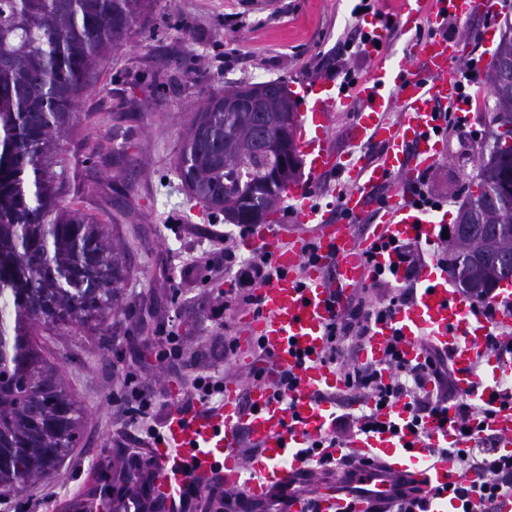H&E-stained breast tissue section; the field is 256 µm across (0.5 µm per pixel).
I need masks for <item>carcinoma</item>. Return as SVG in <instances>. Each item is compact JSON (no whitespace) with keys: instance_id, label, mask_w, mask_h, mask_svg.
Masks as SVG:
<instances>
[{"instance_id":"1","label":"carcinoma","mask_w":512,"mask_h":512,"mask_svg":"<svg viewBox=\"0 0 512 512\" xmlns=\"http://www.w3.org/2000/svg\"><path fill=\"white\" fill-rule=\"evenodd\" d=\"M155 0H0V488L46 479L80 437L77 401L33 344L37 328L105 322L125 305V248L108 225L66 203L54 167L62 137L112 48ZM486 76L485 137L458 210L450 277L475 296L512 276V27ZM264 87L267 112H226L220 93ZM211 94L183 135L189 197L243 224L277 210L299 171L282 164L280 81Z\"/></svg>"}]
</instances>
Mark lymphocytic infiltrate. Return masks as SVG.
Returning a JSON list of instances; mask_svg holds the SVG:
<instances>
[{"mask_svg":"<svg viewBox=\"0 0 512 512\" xmlns=\"http://www.w3.org/2000/svg\"><path fill=\"white\" fill-rule=\"evenodd\" d=\"M395 250L402 262V276L378 272L372 281L373 293L354 295L327 327L322 360L336 368L344 379L346 392L360 395L366 409L357 416H334L330 428L304 449L309 464L330 466L331 449L347 448L354 436L384 429L385 424L379 419L381 411L397 404L408 411V424L413 430L424 427L427 419L436 417L447 406H454L456 423L464 437L471 433V422L490 411L488 405L458 392L447 354L433 347H425L421 361L410 362L403 354L402 337L396 336L389 343L382 364L359 362L356 352L371 325L391 318L409 303L417 284L415 273L425 261L418 242H398ZM202 266L213 274L234 270L236 300L253 306L258 303V288L279 275L269 256L241 260L229 247L207 253ZM426 455L431 459L454 458L459 478L449 483L447 490L449 499L458 503L457 512H499L501 500L512 499V454L494 448L439 445L427 448ZM471 475L480 476V484H467Z\"/></svg>","mask_w":512,"mask_h":512,"instance_id":"f902f5d3","label":"lymphocytic infiltrate"}]
</instances>
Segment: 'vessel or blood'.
<instances>
[{
  "label": "vessel or blood",
  "instance_id": "obj_1",
  "mask_svg": "<svg viewBox=\"0 0 512 512\" xmlns=\"http://www.w3.org/2000/svg\"><path fill=\"white\" fill-rule=\"evenodd\" d=\"M496 0H395L390 18L402 40V58L392 62L385 48L367 43L363 53L371 70L354 88L355 118L347 139L364 146L358 156L340 153L331 138V120L345 94L334 83L315 81L302 85L304 120L296 133L299 152L308 164L307 180L289 186L286 195L294 204L297 223L312 227L319 246L316 263L305 264L307 240L299 236L282 240L276 225H268L244 243L251 252L268 253L281 275L259 288L258 310L241 317L246 341L261 343L271 354L265 381L247 389L226 388L222 402L190 413L171 409L161 440L150 448L154 472L152 499L156 505L178 508L188 487L202 490L215 484L241 487L245 496L258 500L298 479L307 463L303 448L330 425L344 388L336 369L321 360L325 331L334 314L371 282L376 271L398 269L399 258L388 246L392 240L433 239L438 226L447 223V210L424 218L410 203L419 173L441 161L446 140L440 110L458 102L460 67L466 57L461 41L444 36L449 21L473 14L495 12ZM427 36H419L421 28ZM398 113L389 121L388 113ZM376 145L368 153V145ZM341 174L336 207L318 205L315 196L322 176ZM360 232H353V225ZM501 305L495 319H488L481 305L449 287L448 271H428L413 302L391 319L375 323L359 351L361 361L381 363L394 334L404 339L406 360L422 358L424 345L446 350L454 368L456 385L469 397L489 403L488 430L499 447H512V403L494 401L502 374L512 371V358L487 357L486 339L492 325H512L504 304L511 292H496ZM487 359L486 375L475 364ZM297 370L295 392L275 398L271 388L282 369ZM382 421L395 432H367L353 438L361 451L352 465L363 493L356 512H392L398 491L426 494L431 487L456 481L453 459L433 466L420 462L428 444L463 446L454 422L426 423L423 433H412L402 407L383 412ZM258 446L259 453L242 461V440ZM342 476L318 483L309 495L288 498L285 512H344Z\"/></svg>",
  "mask_w": 512,
  "mask_h": 512
}]
</instances>
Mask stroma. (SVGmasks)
I'll return each mask as SVG.
<instances>
[{"mask_svg":"<svg viewBox=\"0 0 512 512\" xmlns=\"http://www.w3.org/2000/svg\"><path fill=\"white\" fill-rule=\"evenodd\" d=\"M358 0H156L148 21L111 50L78 120L62 142L58 169L66 200L107 224L127 247L126 307L105 323L40 329L35 341L74 394L81 437L47 480L0 489V512H79L109 476L131 467L135 446L124 412L128 375L154 390L158 416L197 373L247 388L252 366L223 356L239 336V312L212 310L235 285L232 272L206 278L197 262L229 246L246 257L240 225L225 223L185 191L176 171L181 136L194 110L232 82L277 79L290 92L316 80L366 75L370 60L336 52L357 24ZM237 16L241 30L226 22ZM486 112L474 108L465 136L449 134L430 172L433 192L456 219L476 160ZM173 324L183 358H157L161 326Z\"/></svg>","mask_w":512,"mask_h":512,"instance_id":"obj_1","label":"stroma"}]
</instances>
